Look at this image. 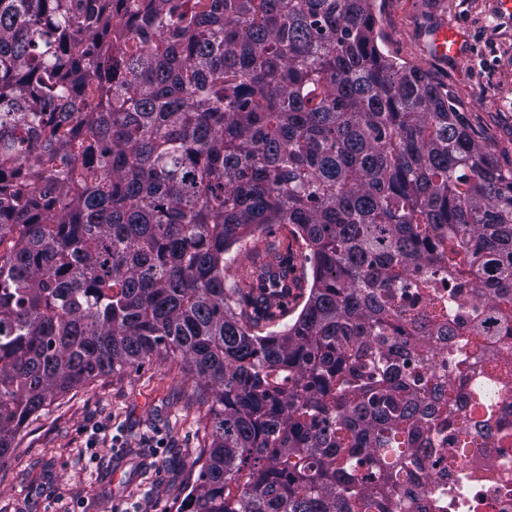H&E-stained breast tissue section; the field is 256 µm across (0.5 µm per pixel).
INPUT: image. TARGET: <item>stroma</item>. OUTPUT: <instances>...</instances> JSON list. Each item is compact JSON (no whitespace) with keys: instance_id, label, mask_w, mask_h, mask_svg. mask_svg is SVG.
<instances>
[{"instance_id":"obj_1","label":"stroma","mask_w":512,"mask_h":512,"mask_svg":"<svg viewBox=\"0 0 512 512\" xmlns=\"http://www.w3.org/2000/svg\"><path fill=\"white\" fill-rule=\"evenodd\" d=\"M379 45L445 89L512 167V21L496 0H377ZM463 33V52L443 64L431 34ZM181 359H153L72 389L28 421L0 461V512H44L82 500L84 512H176L195 482L206 408ZM167 446L154 458L147 438Z\"/></svg>"}]
</instances>
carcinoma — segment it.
<instances>
[{
    "label": "carcinoma",
    "instance_id": "1",
    "mask_svg": "<svg viewBox=\"0 0 512 512\" xmlns=\"http://www.w3.org/2000/svg\"><path fill=\"white\" fill-rule=\"evenodd\" d=\"M376 2L0 0V460L162 355L211 413L178 512H435L427 458L512 452V168ZM274 224L278 331L291 246L227 258ZM282 224H276L272 231L269 233H255L254 236L248 237L246 240L241 242L242 248L240 250L239 245L233 246L230 251L229 256H234L238 254V265L248 266L250 262L253 260L254 254L257 250L263 251L267 244H279L281 243V248H284L288 242H292V251L294 254V262L298 266V272H301L303 266V257L301 254V249L294 242L292 237L288 233L289 226L282 227ZM283 241V244H282Z\"/></svg>",
    "mask_w": 512,
    "mask_h": 512
}]
</instances>
